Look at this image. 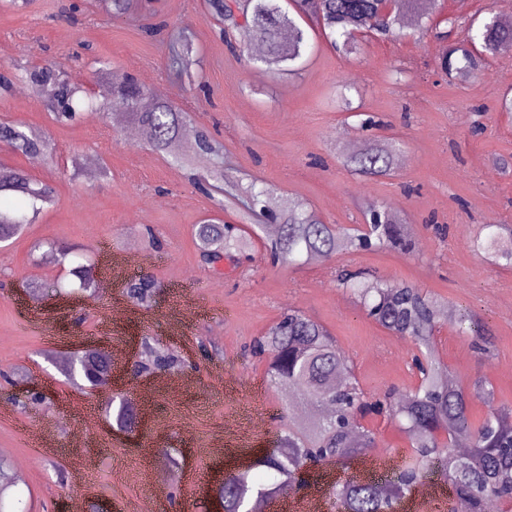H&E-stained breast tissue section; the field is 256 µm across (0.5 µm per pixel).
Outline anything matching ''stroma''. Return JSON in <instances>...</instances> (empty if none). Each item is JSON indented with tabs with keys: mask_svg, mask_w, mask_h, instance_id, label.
Segmentation results:
<instances>
[{
	"mask_svg": "<svg viewBox=\"0 0 512 512\" xmlns=\"http://www.w3.org/2000/svg\"><path fill=\"white\" fill-rule=\"evenodd\" d=\"M157 7L166 27L153 38L139 13L110 17L101 0L0 7V67L60 63L100 99L112 76L133 75L183 108L188 128H205L223 144L228 180L264 182L272 211L292 197L324 222L349 226L362 223L366 206L375 203L409 224L414 248L282 267L270 264L262 229L251 237L248 261L211 271L200 262L196 224L209 217L235 224L239 216L233 204L217 207L196 185L208 163L197 159L187 170L147 141L131 142L128 119L117 123L85 111L77 122L60 124L47 95L15 89L0 95V123L45 134L55 146L52 159L35 160L0 145V164L56 190L55 203L0 247V406L10 410L0 416V455L26 464L14 493L27 512H67L74 497L89 512H138L151 466L164 463L183 478L172 485L163 512H217L207 486L220 470L251 465L280 431L285 402L268 387L266 362L252 357L249 346L291 309L330 331L366 392L416 385L414 343L396 346L337 288L342 268L408 282L474 314L492 341L489 353L447 323L435 334L438 355L461 383L479 377L491 383L494 400L474 401L475 417L512 407V268L470 248L482 225L512 224V169L499 166L512 159V115L498 110L512 90V52L449 78L436 68L441 38L417 23L401 25L396 38L366 35L351 57L315 31L290 76L231 50L205 0H158ZM441 12L461 21L462 39L471 20L512 19V0H441ZM177 33L193 47L190 71L178 79L168 68V37ZM99 60L111 62V75L95 74ZM363 114L379 119L380 128L360 129ZM377 142L400 149L391 175L361 178L340 165L339 153ZM89 156L104 162L107 174L87 178ZM438 223L446 234L435 232ZM133 240L139 261L129 275H151L160 286L148 308L129 303L119 281L108 297L81 292L68 268L47 262L40 248L45 241L79 247L105 274V253L120 255ZM116 305L127 308L128 318L102 330ZM141 336L158 337L177 356L171 374L189 378L190 387L149 392V376L123 362L114 379L145 413L132 437L115 422L111 392L74 384L64 361L88 341L129 351ZM89 403L98 420L87 446L77 447L70 431ZM46 421L57 431L59 450L40 457L32 431ZM61 469L70 486L59 483Z\"/></svg>",
	"mask_w": 512,
	"mask_h": 512,
	"instance_id": "obj_1",
	"label": "stroma"
}]
</instances>
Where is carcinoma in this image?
Masks as SVG:
<instances>
[{
  "label": "carcinoma",
  "instance_id": "cac0c4a2",
  "mask_svg": "<svg viewBox=\"0 0 512 512\" xmlns=\"http://www.w3.org/2000/svg\"><path fill=\"white\" fill-rule=\"evenodd\" d=\"M210 14L243 31L238 49L251 43L264 47L263 65L280 74L295 71V63L308 47V30L315 24L322 33L342 38L348 54L360 50L354 31L366 18L381 8L379 0H250L248 9L237 15L226 0H206ZM440 0H403L386 22L375 28L381 35L394 33L400 18L412 13L421 19L439 11ZM111 16L130 9L146 14L156 12L154 0H106ZM512 51V20L497 15L486 20L470 36V44L450 41L439 61L446 75L468 74L481 68L487 59ZM33 87L51 88V111L57 121L68 122L79 114V95L93 98L84 88L54 66H33L26 72ZM145 90L132 75H125L112 85V93L103 110L112 118L128 116L149 133V144L157 153L167 154L181 165H189V156L178 149L184 116L173 104L157 102L143 106ZM0 142L33 158L49 152V142L26 131L22 126L0 125ZM191 151L213 157L210 193L222 191L224 155L222 146L209 133L196 131ZM398 153L386 144H373L358 153H343L339 162L359 176H386L395 168ZM9 193L17 204L0 208V243H6L32 223L40 207L55 199V188L48 182H34L22 170L0 166V194ZM267 188L251 182L245 189L246 207L254 212L264 205ZM370 214L378 224L343 226L325 224L299 200L284 202L277 234L268 239L266 251L274 265H299L318 255L338 251L391 249L406 253L411 240L396 214L375 207ZM490 232L470 241L473 251L492 264L512 267V227L489 224ZM195 237L201 244L200 255L210 267L224 259L246 253L250 242L247 231L237 224L205 223L197 226ZM81 288H95L93 265L79 264L70 270ZM337 286L363 304L367 315L393 336L415 342L419 354L414 365L419 383L402 392L389 391L373 401L367 400L355 378L353 364L336 345L328 330L299 311H291L256 341L257 351L268 356L267 381L291 402H306L317 407L303 422L288 423L278 437L279 451L258 459L253 469L233 472L216 489L219 512H251L250 502L257 497L276 498L291 484L303 481L311 465L346 466L365 448L375 444L374 432L362 419L368 414L382 415L401 423L407 442L401 467L385 481L386 491H378V482L362 480L353 473L332 487L333 507L342 512H395L398 502L412 486L428 476L448 486V500L453 512H489L512 508V429L501 424L507 414L489 412L477 420L471 405L476 399L491 400L493 389L481 378L469 386L459 382L453 372L436 357L435 333L444 318H455L460 333L475 332V320L466 312L453 315L436 298L406 282L368 280L349 270L336 274ZM156 284L148 276L135 277L125 284L129 299L146 303ZM148 356L136 361L134 372L166 370L174 367L175 358L154 347L150 339ZM116 421L120 427L134 431L133 403L123 399ZM465 438L470 451L460 454L456 442ZM13 468L0 457V512L14 484Z\"/></svg>",
  "mask_w": 512,
  "mask_h": 512
}]
</instances>
